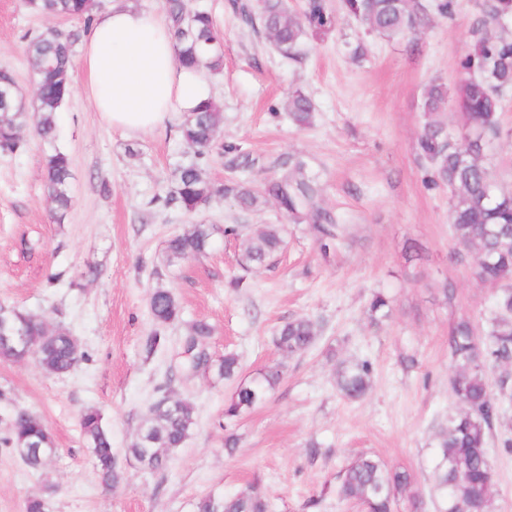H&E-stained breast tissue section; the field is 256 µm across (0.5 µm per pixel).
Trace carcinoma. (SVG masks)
Listing matches in <instances>:
<instances>
[{"mask_svg":"<svg viewBox=\"0 0 512 512\" xmlns=\"http://www.w3.org/2000/svg\"><path fill=\"white\" fill-rule=\"evenodd\" d=\"M29 6L55 17L89 21L96 0H28ZM343 8L371 31L386 37H405L418 29L428 16L426 0H343ZM479 14L470 34L472 46L460 62L462 78L455 89L456 112L469 134L457 141L448 132L444 112L448 89L442 83L429 86L421 110L424 121L417 138V151L431 168L429 186L448 187L451 192L449 221L459 245L475 255L480 281L499 286L495 316L484 336L462 318L452 327L448 346L452 365L451 392L460 409L449 415L435 436L432 471L436 512H491L495 495L494 473L488 457V440L498 418V400L493 396L489 370L512 366V192L497 184L485 163L488 146L503 137L502 99L512 91V36L501 29L512 21V0H480ZM178 46L179 61L203 66L216 76L223 71L222 38L212 15L202 9L190 11L185 0H162ZM243 15L257 22L275 50L285 59L299 56L311 37L335 27V17L323 0H306L296 12L288 0H253L241 6ZM80 39L77 31L54 30L30 42L26 48L35 91V115H30L19 97L12 72L0 69V155H14L25 145L21 131L33 125L38 138L48 146L43 179L55 223H64L71 208V160L56 147L57 119L73 93L72 59ZM314 114L310 98L300 89L288 96V115L298 126L311 125ZM224 121L220 106L212 101L182 117L178 135L192 150L191 159L174 171V188L162 204L174 205L188 214L204 213L217 196L230 198L243 212L261 209L275 201L288 216L312 225L320 249L345 233L343 225L322 206L317 182L305 173V164L293 160L279 177L256 188L230 181L221 187L204 176L203 168L219 128ZM214 224H190L166 241L164 263L176 265L208 253ZM226 236L243 238L239 265L248 272L272 267L285 246L281 224H262L242 233L239 224L219 229ZM390 300L382 293L373 296L368 313L372 319L387 315ZM149 312L159 329L146 337L143 350L152 355L164 344L160 328L182 321L181 305L168 288H156ZM24 336L27 346L0 343V361L29 359L47 374L73 372L82 360L79 344L68 327H48L34 311L0 304V336ZM212 335V327L197 320L186 326L185 353L192 355L190 368L204 365L237 386L224 404V419L233 421L263 403L280 383L283 371L270 365L249 380L241 379L239 356L227 352L213 360L197 351ZM318 337L315 322L306 317L285 322L273 336V344L285 357L308 351ZM371 363L340 361L336 365V390L349 400L364 397L371 387ZM196 425L195 404L164 394L154 400L125 457L151 471L168 466L171 455L189 438ZM80 427L90 449L101 483L118 485L123 473L112 435L102 411L87 407L80 414ZM0 444L17 451L24 464L34 470L48 467L56 457L53 434L39 417L22 410L8 416L7 435ZM337 494L359 503L365 512H392L399 501L417 509L422 504L413 489L411 476L388 467L379 457L361 455L339 475ZM195 512H269V501L260 481L230 496L201 497Z\"/></svg>","mask_w":512,"mask_h":512,"instance_id":"cac0c4a2","label":"carcinoma"}]
</instances>
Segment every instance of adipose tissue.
Here are the masks:
<instances>
[{
  "label": "adipose tissue",
  "mask_w": 512,
  "mask_h": 512,
  "mask_svg": "<svg viewBox=\"0 0 512 512\" xmlns=\"http://www.w3.org/2000/svg\"><path fill=\"white\" fill-rule=\"evenodd\" d=\"M80 82L102 119L130 136L164 130L213 97L210 75L178 62L164 14L129 0L93 12Z\"/></svg>",
  "instance_id": "ef3b65f1"
}]
</instances>
